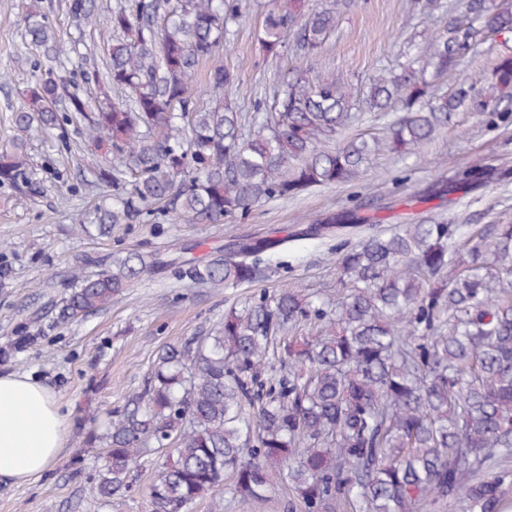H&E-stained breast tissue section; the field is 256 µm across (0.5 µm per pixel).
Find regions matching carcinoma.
Wrapping results in <instances>:
<instances>
[{
  "label": "carcinoma",
  "instance_id": "cac0c4a2",
  "mask_svg": "<svg viewBox=\"0 0 512 512\" xmlns=\"http://www.w3.org/2000/svg\"><path fill=\"white\" fill-rule=\"evenodd\" d=\"M349 6L319 0L304 10L289 0L266 15L262 46L312 61ZM411 10L437 24L413 59L376 70L361 87L312 82L296 67L283 75L274 110L259 104L248 114L224 101V86L237 79L222 52L242 16L239 0L116 7L97 83L121 101L94 107L77 92L68 97L87 146L113 156L96 175L112 188L98 230L131 224L161 202L173 222L244 219L263 203L352 183L378 152L420 155L462 110L508 119L512 48L494 59L486 86L463 82L446 93L438 80L466 62L484 32L512 36V4L468 0L467 19L444 0H412ZM70 11L88 26L96 21L94 0H71ZM24 31L48 64L12 114L20 135L0 150V184L33 191L25 136L66 134L55 109L66 77L50 64L65 46L38 12L25 17ZM201 61L211 64L202 103L191 96ZM359 99L384 121L383 137L345 135L363 120L352 111ZM511 180L508 164L479 158L422 198H464ZM372 220L359 207L329 211L289 237L240 239L202 266L128 253L95 272L76 270L58 323L107 308L147 276L235 288L296 241L356 236L334 252L336 291L263 293L226 311L212 333L164 348L144 387L108 413L105 432L91 428L79 442L80 452L95 449L102 459L86 497L109 508L126 497L132 470L154 447L167 453L148 488L149 512H191L228 473L232 494L257 507L286 483L307 512L338 501L363 512L447 503L505 512L512 471H486L512 456V224L465 234L462 224L427 219L363 231Z\"/></svg>",
  "mask_w": 512,
  "mask_h": 512
}]
</instances>
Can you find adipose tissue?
Listing matches in <instances>:
<instances>
[{
    "label": "adipose tissue",
    "instance_id": "adipose-tissue-1",
    "mask_svg": "<svg viewBox=\"0 0 512 512\" xmlns=\"http://www.w3.org/2000/svg\"><path fill=\"white\" fill-rule=\"evenodd\" d=\"M70 429L51 388L27 374H0V482L22 485L45 473Z\"/></svg>",
    "mask_w": 512,
    "mask_h": 512
}]
</instances>
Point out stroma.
Wrapping results in <instances>:
<instances>
[{
    "label": "stroma",
    "mask_w": 512,
    "mask_h": 512,
    "mask_svg": "<svg viewBox=\"0 0 512 512\" xmlns=\"http://www.w3.org/2000/svg\"><path fill=\"white\" fill-rule=\"evenodd\" d=\"M133 2L96 0L98 27L92 30L70 14L69 0H0V75L8 77L0 82V144L14 135L11 116L45 62L25 42V16L38 12L49 19L70 47L57 62L68 79V91L93 98L99 94L93 75L101 70L113 39L111 12ZM241 2L243 16L223 54L225 66L237 70L239 80L225 88L224 96L249 112L256 101L271 102L285 71L298 60L292 55L271 58L257 40L266 14L285 0ZM409 5L410 0H357L343 10L310 79L356 86L373 69L390 65L409 39L431 31L412 16ZM66 130L63 138L37 133L27 138L37 190L0 185V243L7 245L0 250V264L11 270L0 282V347L14 342L23 326L46 329L36 345L0 358V373H28L52 387L71 415L72 428L65 448L44 474L21 486L0 483V512H93L84 489L96 462L90 457L79 467L73 462L82 420L122 408L142 388L164 347L206 335L230 306L286 284L309 292L336 285V267L329 259L333 242L314 238L273 257L254 284L214 290L163 273L135 284L105 310L59 324L54 305L75 268H100L118 252L207 261L238 239L283 237L327 211L350 206L381 219L386 229L441 216L478 226L512 224V184L486 186L455 204L439 198L425 204L406 200L477 157L495 154L512 160V124L492 127L486 117L470 112L458 113L454 127L422 159L381 153L362 184L319 188L297 200L261 205L248 218L216 224L174 223L157 213L145 221L116 225L111 236L99 238L81 235L78 227L92 221L102 194L94 176L102 154L88 150L76 125ZM160 464L159 453L146 456L133 474V493L114 502L111 512H146V492ZM219 502L224 512H303L300 498L284 485L272 488L259 508L232 499L222 485L198 500L192 512H213Z\"/></svg>",
    "instance_id": "35a3bbf8"
}]
</instances>
